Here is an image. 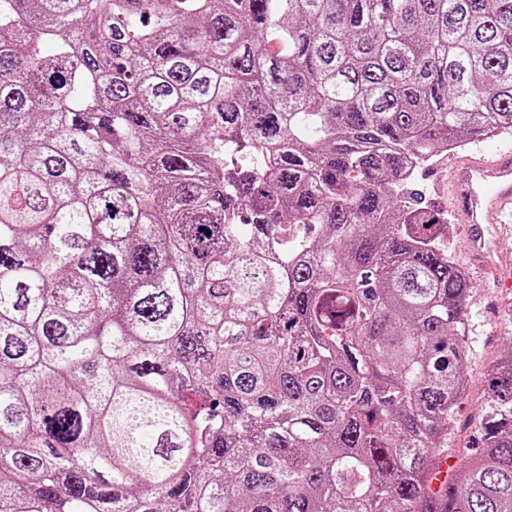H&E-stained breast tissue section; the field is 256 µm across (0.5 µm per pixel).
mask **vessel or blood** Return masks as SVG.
Returning <instances> with one entry per match:
<instances>
[{
    "instance_id": "vessel-or-blood-1",
    "label": "vessel or blood",
    "mask_w": 512,
    "mask_h": 512,
    "mask_svg": "<svg viewBox=\"0 0 512 512\" xmlns=\"http://www.w3.org/2000/svg\"><path fill=\"white\" fill-rule=\"evenodd\" d=\"M445 196L459 214L475 258L493 264L498 230L512 226V146L455 164Z\"/></svg>"
}]
</instances>
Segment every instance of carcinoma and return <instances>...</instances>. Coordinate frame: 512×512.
Here are the masks:
<instances>
[{
    "instance_id": "obj_1",
    "label": "carcinoma",
    "mask_w": 512,
    "mask_h": 512,
    "mask_svg": "<svg viewBox=\"0 0 512 512\" xmlns=\"http://www.w3.org/2000/svg\"><path fill=\"white\" fill-rule=\"evenodd\" d=\"M512 129V0H0V512H512L411 164Z\"/></svg>"
}]
</instances>
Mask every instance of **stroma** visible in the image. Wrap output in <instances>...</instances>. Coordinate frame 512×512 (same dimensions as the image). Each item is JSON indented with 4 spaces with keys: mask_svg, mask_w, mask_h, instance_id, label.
Returning <instances> with one entry per match:
<instances>
[{
    "mask_svg": "<svg viewBox=\"0 0 512 512\" xmlns=\"http://www.w3.org/2000/svg\"><path fill=\"white\" fill-rule=\"evenodd\" d=\"M495 139L467 137L464 147L438 156L424 169L415 187L427 200L439 203L435 192L437 178L448 176L456 161L480 152L492 154ZM443 242L452 256L464 268L471 285L468 301L467 340L469 353L464 363V375L470 384L468 397L457 406L458 425L449 435L444 455L449 465L459 466L462 459L480 447L479 420L491 386L487 375L489 363L512 341V288L495 287L496 279H512V240L501 248L496 269L477 272L468 252L464 226L456 215L448 217V231Z\"/></svg>",
    "mask_w": 512,
    "mask_h": 512,
    "instance_id": "35a3bbf8",
    "label": "stroma"
}]
</instances>
